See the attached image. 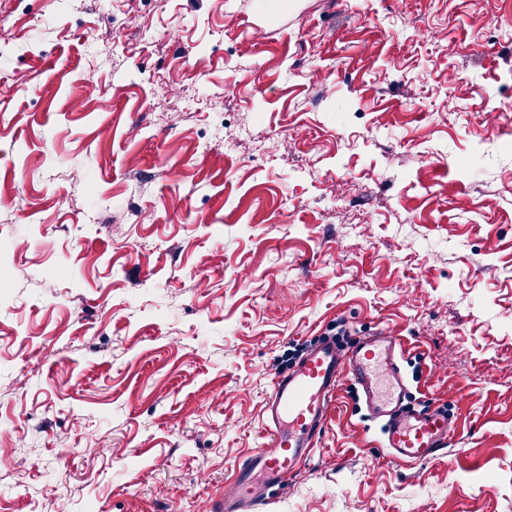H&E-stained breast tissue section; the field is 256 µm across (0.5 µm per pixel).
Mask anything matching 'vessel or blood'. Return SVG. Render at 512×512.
<instances>
[{"label": "vessel or blood", "instance_id": "vessel-or-blood-1", "mask_svg": "<svg viewBox=\"0 0 512 512\" xmlns=\"http://www.w3.org/2000/svg\"><path fill=\"white\" fill-rule=\"evenodd\" d=\"M409 343L376 330L347 346L333 340L310 346L287 373L276 376L262 410L267 447L239 464L211 512H256L316 447L343 381L356 387L367 414L381 423L383 443L400 464L414 465L447 448L454 423L447 411L415 407L403 370Z\"/></svg>", "mask_w": 512, "mask_h": 512}]
</instances>
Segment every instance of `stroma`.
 <instances>
[{
  "instance_id": "obj_1",
  "label": "stroma",
  "mask_w": 512,
  "mask_h": 512,
  "mask_svg": "<svg viewBox=\"0 0 512 512\" xmlns=\"http://www.w3.org/2000/svg\"><path fill=\"white\" fill-rule=\"evenodd\" d=\"M511 48L512 0H0V512H206L378 328L446 452L346 380L265 512H512ZM409 343L376 330L348 346L332 339L310 346L287 373L276 376L262 410L267 448L239 464L233 482L213 498L212 512H250L269 504L279 486L311 454L321 437L336 393L348 378L367 414L383 427V448L399 464L414 465L448 447L454 423L448 411L411 404L403 370Z\"/></svg>"
}]
</instances>
